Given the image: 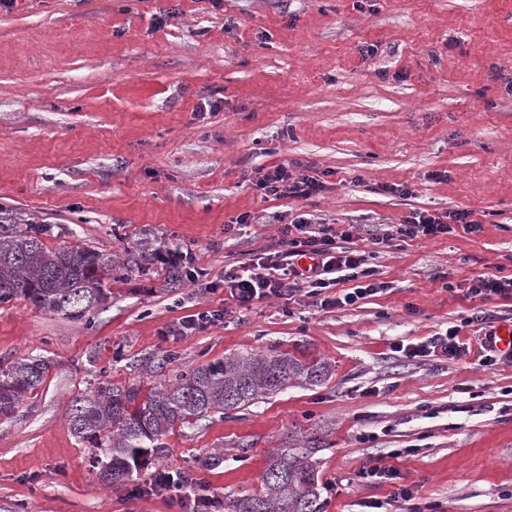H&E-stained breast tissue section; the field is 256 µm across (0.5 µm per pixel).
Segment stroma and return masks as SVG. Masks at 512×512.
Segmentation results:
<instances>
[{
    "label": "stroma",
    "instance_id": "1",
    "mask_svg": "<svg viewBox=\"0 0 512 512\" xmlns=\"http://www.w3.org/2000/svg\"><path fill=\"white\" fill-rule=\"evenodd\" d=\"M287 160L324 190L252 188L255 169ZM0 208L45 225L52 250L183 247L213 279L300 214L383 234L415 211L466 209L483 226L393 240L372 261L387 290L355 305L274 299L176 338L173 321L225 294L171 286L159 263L113 279L80 321L0 303V361L51 363L0 418V512H180L161 468L201 474L223 502L260 494L272 451L308 434L324 443L325 512H409L391 485L360 480L379 456L433 512H512V361L483 363L469 321L480 309L512 325V298L467 295L512 272V0H16L0 12ZM244 213L255 223L227 231ZM455 325L459 358L393 350ZM270 349L331 372L175 428L162 464L122 487L103 485L69 429V400L100 378L146 390Z\"/></svg>",
    "mask_w": 512,
    "mask_h": 512
}]
</instances>
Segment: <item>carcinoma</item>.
<instances>
[{"instance_id": "carcinoma-1", "label": "carcinoma", "mask_w": 512, "mask_h": 512, "mask_svg": "<svg viewBox=\"0 0 512 512\" xmlns=\"http://www.w3.org/2000/svg\"><path fill=\"white\" fill-rule=\"evenodd\" d=\"M40 228L4 223L0 216V303L23 298L36 308L79 321L111 297L112 272L149 267L140 255L118 263L112 255L85 247L50 250ZM41 355L0 363V417L13 415L28 394L37 391L50 370ZM329 364L307 355L269 350L211 361L173 383L154 386L147 396L134 384L98 383L90 392L73 397L67 420L71 433L97 449L93 466L107 485L121 486L151 460L161 462L168 452L165 438L176 426L226 410L248 407L274 395L292 382L316 385L324 381ZM322 448L317 437L277 449L261 480L265 492L229 500L227 512H324L321 484L312 456Z\"/></svg>"}]
</instances>
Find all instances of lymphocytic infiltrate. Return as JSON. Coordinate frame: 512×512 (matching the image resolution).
I'll use <instances>...</instances> for the list:
<instances>
[{"label": "lymphocytic infiltrate", "instance_id": "lymphocytic-infiltrate-1", "mask_svg": "<svg viewBox=\"0 0 512 512\" xmlns=\"http://www.w3.org/2000/svg\"><path fill=\"white\" fill-rule=\"evenodd\" d=\"M256 190L264 196L307 199L324 188L321 180L310 175H292L288 163L259 168L254 181ZM463 230L468 234L482 232L483 226L473 219L469 210L462 209L432 215L415 212L396 229L401 237L436 238ZM357 225L336 229L331 224H314L311 219L297 217L281 225L272 250L249 258L240 269L225 272L222 279L210 280L204 269L198 268L189 251L160 254L161 264L181 263L184 275L192 283H203L207 292L225 290L229 300L241 309L272 298L292 299L302 291L318 309L342 308L386 290L387 285L375 281L376 270L369 264L378 248L389 245L387 234L369 237L365 249L351 247L357 237ZM338 288V295L329 297L325 291Z\"/></svg>", "mask_w": 512, "mask_h": 512}]
</instances>
